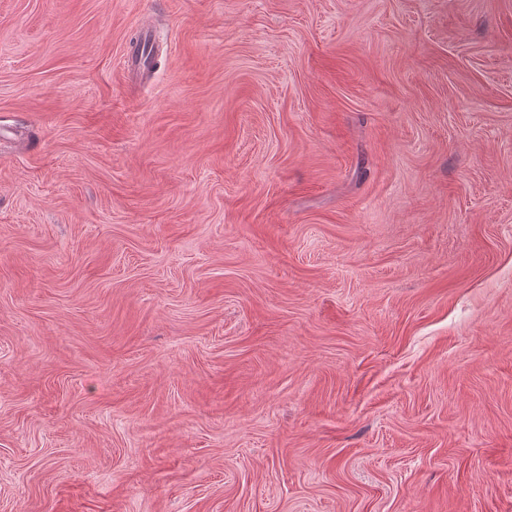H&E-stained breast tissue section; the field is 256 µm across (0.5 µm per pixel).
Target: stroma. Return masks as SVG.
Wrapping results in <instances>:
<instances>
[{"instance_id":"obj_1","label":"stroma","mask_w":512,"mask_h":512,"mask_svg":"<svg viewBox=\"0 0 512 512\" xmlns=\"http://www.w3.org/2000/svg\"><path fill=\"white\" fill-rule=\"evenodd\" d=\"M1 126L0 512H512V0H0Z\"/></svg>"}]
</instances>
